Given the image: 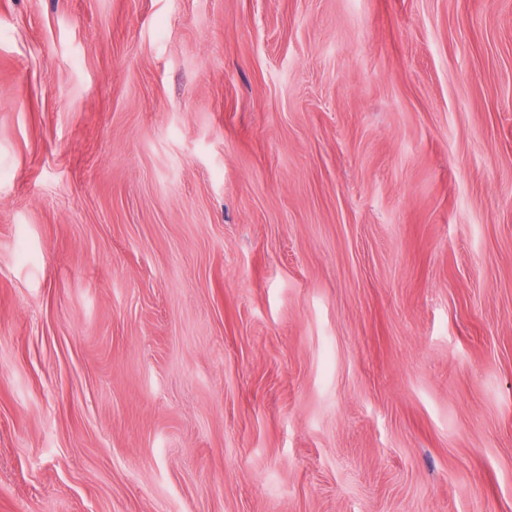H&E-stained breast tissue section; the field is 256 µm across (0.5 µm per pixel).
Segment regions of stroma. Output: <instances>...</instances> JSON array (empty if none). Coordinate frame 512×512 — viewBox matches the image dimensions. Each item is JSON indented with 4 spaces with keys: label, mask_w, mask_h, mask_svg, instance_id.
<instances>
[{
    "label": "stroma",
    "mask_w": 512,
    "mask_h": 512,
    "mask_svg": "<svg viewBox=\"0 0 512 512\" xmlns=\"http://www.w3.org/2000/svg\"><path fill=\"white\" fill-rule=\"evenodd\" d=\"M0 512H512V0H0Z\"/></svg>",
    "instance_id": "stroma-1"
}]
</instances>
